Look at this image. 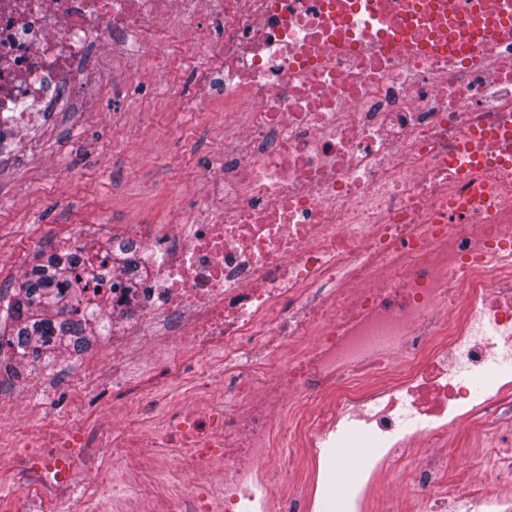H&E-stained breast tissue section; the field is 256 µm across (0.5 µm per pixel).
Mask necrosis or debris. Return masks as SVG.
<instances>
[{
	"mask_svg": "<svg viewBox=\"0 0 512 512\" xmlns=\"http://www.w3.org/2000/svg\"><path fill=\"white\" fill-rule=\"evenodd\" d=\"M202 7L224 150L189 223L126 226L147 282L58 367L65 403L0 349L25 409L0 512H317L336 479L337 512H403L376 484L411 448L423 512H512V0H0V163L36 158L48 113L98 110L95 44L157 60ZM351 426L373 452L350 472ZM460 429L489 468L451 483Z\"/></svg>",
	"mask_w": 512,
	"mask_h": 512,
	"instance_id": "obj_1",
	"label": "necrosis or debris"
}]
</instances>
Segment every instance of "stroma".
Segmentation results:
<instances>
[{
    "instance_id": "obj_1",
    "label": "stroma",
    "mask_w": 512,
    "mask_h": 512,
    "mask_svg": "<svg viewBox=\"0 0 512 512\" xmlns=\"http://www.w3.org/2000/svg\"><path fill=\"white\" fill-rule=\"evenodd\" d=\"M223 37L220 19L203 13L170 40L160 66L105 58L112 78L99 87L98 111L63 117L59 131L47 126L41 159L0 174V265L11 267L0 289L13 287L56 240L85 244L104 239L107 225L173 224L190 214L213 153L224 147V94L211 85L213 108L201 111L170 90L192 88L197 65ZM188 43L194 55L185 54ZM485 467L469 432L449 437V478Z\"/></svg>"
}]
</instances>
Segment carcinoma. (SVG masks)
<instances>
[{
	"instance_id": "obj_1",
	"label": "carcinoma",
	"mask_w": 512,
	"mask_h": 512,
	"mask_svg": "<svg viewBox=\"0 0 512 512\" xmlns=\"http://www.w3.org/2000/svg\"><path fill=\"white\" fill-rule=\"evenodd\" d=\"M79 251L86 254L84 277L71 272L74 251L36 258L30 272L12 288L0 315V347L29 351L35 361L50 360L69 348L79 351L91 338L112 330L105 301L87 294L88 279L103 286L95 264L110 257L112 240Z\"/></svg>"
}]
</instances>
